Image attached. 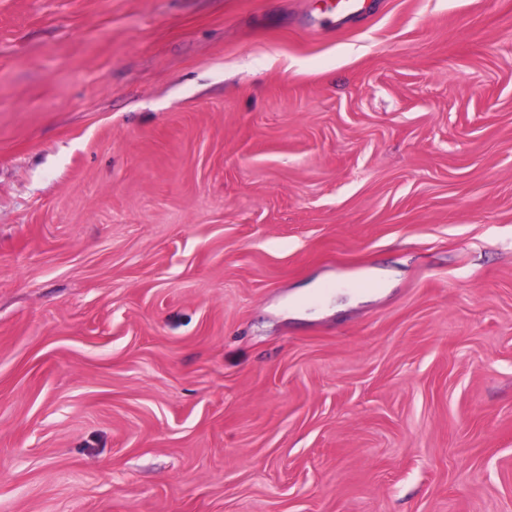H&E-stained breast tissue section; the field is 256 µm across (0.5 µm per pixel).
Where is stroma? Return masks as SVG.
Here are the masks:
<instances>
[{"instance_id":"obj_1","label":"stroma","mask_w":512,"mask_h":512,"mask_svg":"<svg viewBox=\"0 0 512 512\" xmlns=\"http://www.w3.org/2000/svg\"><path fill=\"white\" fill-rule=\"evenodd\" d=\"M0 512H512V0H0Z\"/></svg>"}]
</instances>
